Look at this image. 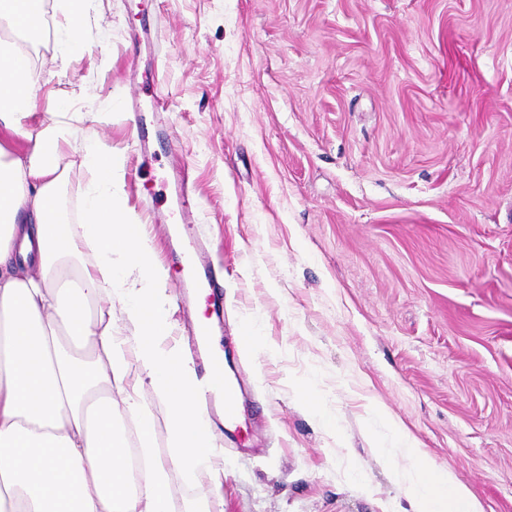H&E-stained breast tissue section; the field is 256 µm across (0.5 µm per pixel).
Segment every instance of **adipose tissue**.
Segmentation results:
<instances>
[{"label": "adipose tissue", "mask_w": 512, "mask_h": 512, "mask_svg": "<svg viewBox=\"0 0 512 512\" xmlns=\"http://www.w3.org/2000/svg\"><path fill=\"white\" fill-rule=\"evenodd\" d=\"M94 0H69L60 61L83 50ZM41 71L0 42V128L27 137ZM70 130L45 126L31 152L0 146V512H174L171 474L192 483L222 434L193 400V363L167 341L168 271L153 260L142 225L120 206L121 176L108 149L79 143L95 174L79 224L58 217L59 143ZM91 257V268L74 264ZM120 306L105 319L101 299ZM137 372L140 384L128 381ZM165 403L170 463L153 451L156 418L142 392ZM367 425L413 512H484L448 472L433 471L420 442L385 407Z\"/></svg>", "instance_id": "adipose-tissue-1"}]
</instances>
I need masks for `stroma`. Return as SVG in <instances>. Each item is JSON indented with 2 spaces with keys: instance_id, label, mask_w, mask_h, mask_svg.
Here are the masks:
<instances>
[{
  "instance_id": "35a3bbf8",
  "label": "stroma",
  "mask_w": 512,
  "mask_h": 512,
  "mask_svg": "<svg viewBox=\"0 0 512 512\" xmlns=\"http://www.w3.org/2000/svg\"><path fill=\"white\" fill-rule=\"evenodd\" d=\"M63 0L29 52L45 72L29 138L69 97L77 139L107 144L130 222L167 268L171 337L191 347L167 179L186 167L195 226L224 272L217 334L244 381L223 452L176 508L407 512L366 425L388 408L486 512H512V0H95L83 51L57 60ZM172 107L134 149L133 106ZM60 209L92 181L61 144ZM260 326L262 348L242 343ZM317 395L336 417L304 409Z\"/></svg>"
}]
</instances>
